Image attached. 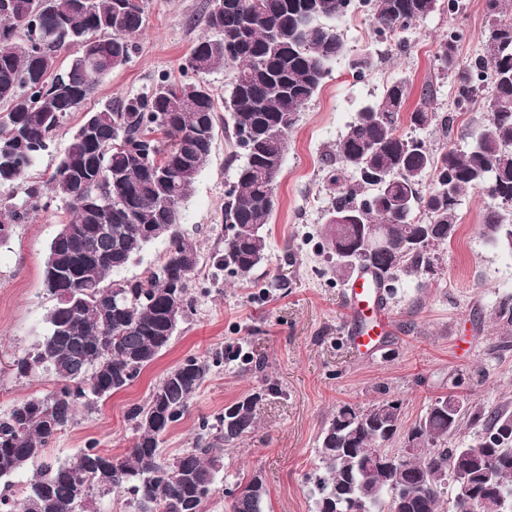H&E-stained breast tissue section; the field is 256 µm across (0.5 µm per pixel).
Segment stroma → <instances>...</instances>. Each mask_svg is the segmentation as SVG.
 I'll return each mask as SVG.
<instances>
[{"instance_id":"stroma-1","label":"stroma","mask_w":512,"mask_h":512,"mask_svg":"<svg viewBox=\"0 0 512 512\" xmlns=\"http://www.w3.org/2000/svg\"><path fill=\"white\" fill-rule=\"evenodd\" d=\"M457 14L439 9L401 33L399 42L377 40L369 20L348 16L341 26L343 55L329 77L302 108L288 136L276 190L277 207L268 226L265 260L246 280L224 276L213 257L224 247V193L242 158L228 132H219L209 162L182 207L181 229L197 248L191 275V304L169 346L128 387L78 410L74 427L47 449L63 462L93 444L111 455L131 448L135 431L128 409L145 403L172 367L190 356L242 345L251 358L214 371L193 398L191 411L163 438L160 451L171 459L194 448L199 421L264 383L274 384L257 408L258 428L242 444L224 452L220 491L206 512H224L226 488L237 475L261 472L269 512H311L307 478L317 463V437L343 404L367 406L400 401L403 425H411L437 397L467 398L473 409L512 401V324L500 318L512 308V249L491 244L482 234L483 202L467 191L457 209L458 231L451 242L432 247L429 269L401 275L387 298L391 328L376 350L359 353L349 337L344 307L345 281L318 252L331 195L326 176L335 167L327 150L344 133L357 110L378 98L395 79L407 78V110L420 103L425 85L434 88L439 114L453 108V78L437 72L438 42L449 29L463 33L458 57L483 53L488 14L485 0H462ZM147 21L131 60L115 69L54 135L52 152L30 170L48 178L70 135L86 112L106 101L149 92L159 76L192 80L183 69L192 44L206 32L209 0H145ZM368 58L364 75L352 63ZM487 115L477 99L465 122L451 131L432 125L401 133L418 134L432 148L464 147V133ZM69 218L58 199L40 206L28 223L16 225L0 247V414L19 401L44 396L52 383L37 374L16 376L15 358L31 351L47 333L45 317L55 299L43 286L51 239ZM263 372H255V363Z\"/></svg>"}]
</instances>
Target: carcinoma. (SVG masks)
<instances>
[{
  "instance_id": "carcinoma-1",
  "label": "carcinoma",
  "mask_w": 512,
  "mask_h": 512,
  "mask_svg": "<svg viewBox=\"0 0 512 512\" xmlns=\"http://www.w3.org/2000/svg\"><path fill=\"white\" fill-rule=\"evenodd\" d=\"M375 35L411 29L441 7L440 0H361ZM492 21L486 54L460 64L453 29L440 40L438 72L452 73L454 108L487 95L488 116L464 137L466 151L437 152L420 139L399 133L408 84L397 79L377 100L359 108L332 148L339 167L329 175L330 210L360 213L365 224L384 230L383 248L359 256L364 271L388 293L400 275L431 264V246L457 232V206L473 189L486 200L482 233L509 244L512 237V20L501 17L500 0H486ZM357 8L355 0H211L205 17L209 34L186 57L194 74L231 69L224 109L243 163L224 193V250L215 256L230 277L247 278L266 257L265 229L276 206L288 136L301 108L311 100L345 50L340 24ZM142 0H0V245L43 198H59L70 219L49 244L45 265L58 279L82 270L90 288H54L48 334L37 348L13 361L15 373H42L54 385L0 416V480L23 469L31 479L18 491L4 485L0 512H79L94 492L114 493L134 503L135 512H205L219 491L224 448L242 443L257 426L256 407L274 387L260 388L215 417L202 421L198 446L173 459L159 453L164 434L190 411L192 399L210 373L243 348L217 350L207 359L185 358L154 387L149 399L131 407L127 418L137 432L122 456L93 445L78 448L62 464L47 461L56 436L72 426L90 397H109L130 385L166 348L190 303L192 265L177 257L188 246L179 229L181 211L206 167L215 138L216 104L200 82L163 77L145 95L109 100L85 114L46 180L25 182L49 150L53 134L84 104L112 71L125 65L134 39L144 29ZM74 47L63 66L57 54ZM96 65H91V61ZM433 89L423 88L410 126L438 122L448 130L453 117L432 111ZM23 190L14 202V187ZM166 240L162 264L141 277L120 273L153 241ZM322 253L336 273L355 267L339 259L359 248L356 224L326 221ZM440 396L406 430L409 455L393 443L402 430L401 404L381 401L366 407L344 404L317 439L318 463L310 477L313 512H481V500H512V431L508 406L488 413L448 411ZM496 468L467 459L454 438L464 423ZM400 463L387 469L375 452ZM468 470L471 499L444 493L454 476ZM261 473L239 478L224 491L228 512H267Z\"/></svg>"
}]
</instances>
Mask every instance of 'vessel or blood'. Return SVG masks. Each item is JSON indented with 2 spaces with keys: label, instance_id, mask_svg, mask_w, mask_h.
Segmentation results:
<instances>
[{
  "label": "vessel or blood",
  "instance_id": "vessel-or-blood-1",
  "mask_svg": "<svg viewBox=\"0 0 512 512\" xmlns=\"http://www.w3.org/2000/svg\"><path fill=\"white\" fill-rule=\"evenodd\" d=\"M345 305L352 325L353 344L359 350L373 351L380 335L388 332L390 320L371 275L364 274L352 281Z\"/></svg>",
  "mask_w": 512,
  "mask_h": 512
}]
</instances>
